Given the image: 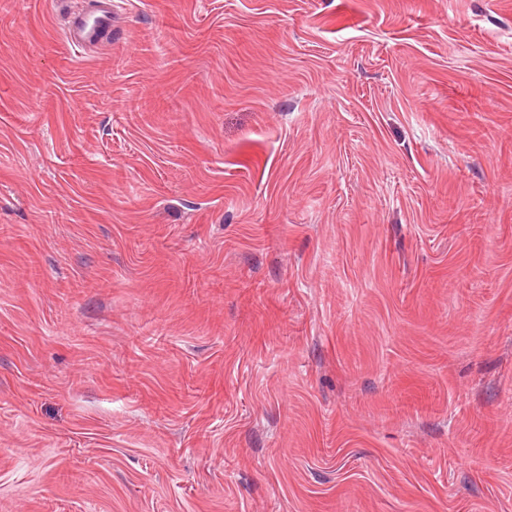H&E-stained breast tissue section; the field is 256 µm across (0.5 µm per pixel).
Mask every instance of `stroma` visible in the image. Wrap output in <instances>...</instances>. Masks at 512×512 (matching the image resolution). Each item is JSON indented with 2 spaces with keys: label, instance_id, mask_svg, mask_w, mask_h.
<instances>
[{
  "label": "stroma",
  "instance_id": "obj_1",
  "mask_svg": "<svg viewBox=\"0 0 512 512\" xmlns=\"http://www.w3.org/2000/svg\"><path fill=\"white\" fill-rule=\"evenodd\" d=\"M0 0V512H512V0ZM93 8L74 17L65 27V40L74 48L112 45V0H89Z\"/></svg>",
  "mask_w": 512,
  "mask_h": 512
}]
</instances>
